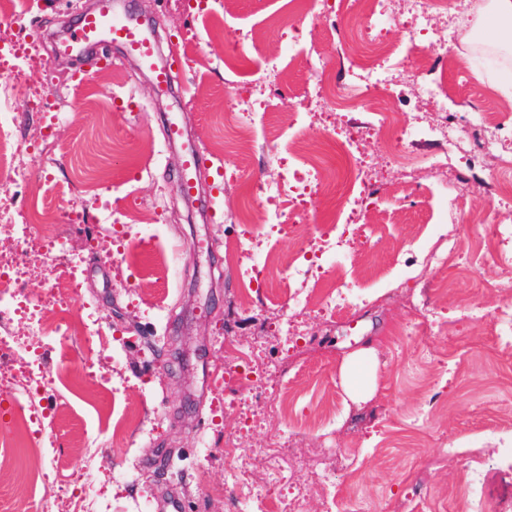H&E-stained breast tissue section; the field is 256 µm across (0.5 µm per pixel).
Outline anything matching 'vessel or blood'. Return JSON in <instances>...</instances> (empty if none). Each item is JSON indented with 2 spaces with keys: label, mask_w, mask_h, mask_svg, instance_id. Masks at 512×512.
<instances>
[{
  "label": "vessel or blood",
  "mask_w": 512,
  "mask_h": 512,
  "mask_svg": "<svg viewBox=\"0 0 512 512\" xmlns=\"http://www.w3.org/2000/svg\"><path fill=\"white\" fill-rule=\"evenodd\" d=\"M103 40L120 46L125 54L137 57L144 64L152 65L154 37L128 10L126 0H97L94 10L85 14L72 36L76 44ZM203 162L200 150L194 148L187 153L180 175L183 195L189 197L194 193L196 176Z\"/></svg>",
  "instance_id": "obj_1"
}]
</instances>
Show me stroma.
Returning a JSON list of instances; mask_svg holds the SVG:
<instances>
[{
  "label": "stroma",
  "mask_w": 512,
  "mask_h": 512,
  "mask_svg": "<svg viewBox=\"0 0 512 512\" xmlns=\"http://www.w3.org/2000/svg\"><path fill=\"white\" fill-rule=\"evenodd\" d=\"M95 2L40 0L0 16V42L20 45L27 57L20 69L0 72L22 88L17 102L0 107V123L31 168L26 181L0 179V198L11 201L16 224L31 210H50L56 225L33 228V237L67 241L25 284L50 328L37 339L45 441L35 454L0 447V505L25 498L30 512H65L91 474L101 490L97 512H144L149 494L172 490L182 493L185 512H224L241 455L291 433L325 456L353 458V471L336 476L350 512H452L458 480L473 466L492 498L512 495V467L500 460L512 433L492 431L496 420L512 419V361L488 327L512 296L485 235L491 224L512 230V202H498L490 189L512 154V87L491 73L472 82L458 65L497 52L512 73V47L492 43L494 24L460 23L468 0H456L427 24L428 63L411 55L401 62L410 120L443 117L412 79L427 65L462 115L447 171L428 163L442 144L418 139L412 149L422 165L411 179L379 143L373 114L384 106L381 95L365 93L358 110L328 109L306 69L322 59L340 80L375 39L406 45L407 0H390V21L359 24L354 36L335 31L347 0H308L297 36L289 0H226L231 32L192 0H128L154 24L166 56L182 61L173 95L116 45L76 58L56 51V39ZM274 14L280 23H271ZM106 51L119 66L103 64ZM271 65L280 76L257 86V73ZM81 70L90 78L78 86ZM245 95L256 102L247 146L227 118ZM172 119L206 159L190 199L178 189L183 150L166 139ZM336 132L356 141L378 193L359 194L348 222L332 226L341 173L327 161L321 188L302 190L282 217L307 238L305 277L280 263L242 278L269 251L284 257L296 247L271 225L239 223L242 209L261 217L270 208L265 189L287 177L289 141L318 153ZM452 207L465 223H449ZM234 241L241 247L232 258L226 246ZM434 248L446 264L424 262ZM72 272L77 287H62ZM335 272L353 285V305L334 312L290 300L289 290L307 293ZM84 310L99 318L103 336L75 333L73 318ZM242 349L293 390L289 414L273 416L264 389L233 376ZM363 349L375 390L355 402L339 362ZM129 409L139 417L127 422L122 450L112 445V422ZM445 446L458 451L453 465L436 462ZM147 458L153 467H143Z\"/></svg>",
  "instance_id": "35a3bbf8"
}]
</instances>
